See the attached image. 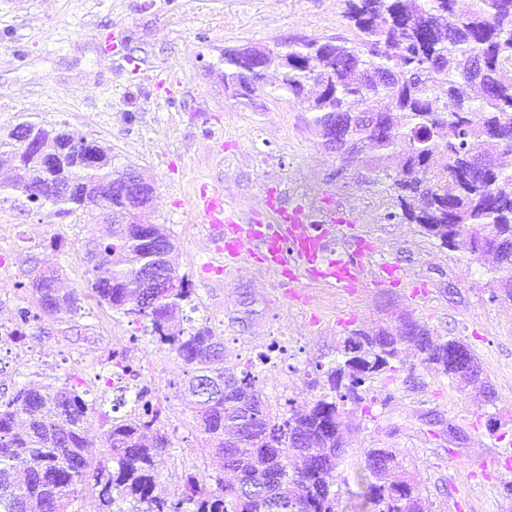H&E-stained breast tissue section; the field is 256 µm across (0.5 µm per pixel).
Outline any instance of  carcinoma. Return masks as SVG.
Listing matches in <instances>:
<instances>
[{
  "label": "carcinoma",
  "instance_id": "obj_1",
  "mask_svg": "<svg viewBox=\"0 0 512 512\" xmlns=\"http://www.w3.org/2000/svg\"><path fill=\"white\" fill-rule=\"evenodd\" d=\"M351 36L288 44V55L270 53L264 71L244 68L250 48L224 51V82L252 97L266 72L279 71V89L312 115L324 145L336 135V156L345 169L389 182L395 205L388 214L419 224L440 244L473 257L491 251L496 269L512 271V0H474L462 14L457 0H344ZM478 80L465 79L473 60ZM445 75L441 86L433 74ZM35 134L25 149L15 132L0 137V154L17 160L3 193L36 204L51 202L67 214L90 215L101 206L123 205L120 171L111 150L84 140L100 156L95 167L49 165L69 133L25 121ZM96 251L88 253V284L98 301L167 345L188 367L185 387L204 435L219 458L216 488L190 476L169 500L157 483L171 441L151 402L133 417H115L106 448L94 465L86 457L89 404L75 384H23L0 399V512H68L89 487L101 512H336L339 465L344 453L343 414L348 402L367 401L369 383L406 364L415 350L421 361L452 380L487 388L477 359L455 337H434L417 321L394 330L354 329L336 356L317 365L325 392L305 409L280 411L268 403L256 376L224 367L212 353L224 337L209 326L188 330L174 323L193 289L184 277L155 300L141 287L140 272L175 246L161 225L156 239L137 224H104ZM58 269L33 283L43 312L78 308L74 292L56 288ZM223 387L202 394L203 380ZM248 430L253 445L226 453L229 440ZM366 489L355 512H426L425 502L394 448H367Z\"/></svg>",
  "mask_w": 512,
  "mask_h": 512
}]
</instances>
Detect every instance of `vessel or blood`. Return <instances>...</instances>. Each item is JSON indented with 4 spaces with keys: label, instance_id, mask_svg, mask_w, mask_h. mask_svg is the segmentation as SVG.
I'll use <instances>...</instances> for the list:
<instances>
[{
    "label": "vessel or blood",
    "instance_id": "1",
    "mask_svg": "<svg viewBox=\"0 0 512 512\" xmlns=\"http://www.w3.org/2000/svg\"><path fill=\"white\" fill-rule=\"evenodd\" d=\"M202 223L214 230L223 245L224 259L237 261L242 239L254 244V258L266 271L285 277L287 284L320 281L334 288H354L368 274L365 259L372 247L356 243L351 256L336 260L330 244L343 235L344 225L357 223L354 213H337L304 200L273 204L261 222H250L225 208L218 191L200 188L193 202Z\"/></svg>",
    "mask_w": 512,
    "mask_h": 512
}]
</instances>
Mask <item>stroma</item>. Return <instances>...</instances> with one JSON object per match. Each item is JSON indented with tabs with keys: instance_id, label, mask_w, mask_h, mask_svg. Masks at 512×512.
I'll use <instances>...</instances> for the list:
<instances>
[{
	"instance_id": "1",
	"label": "stroma",
	"mask_w": 512,
	"mask_h": 512,
	"mask_svg": "<svg viewBox=\"0 0 512 512\" xmlns=\"http://www.w3.org/2000/svg\"><path fill=\"white\" fill-rule=\"evenodd\" d=\"M344 11V0H0V133L25 121L61 128L111 148L116 168L142 172L155 189L149 219L172 237L178 273L194 290L178 321L223 336L224 365L237 372L273 337H287L285 362L258 369L268 398L300 407L320 394L316 363L353 329L390 328L404 316L461 339L495 402L422 364L375 382L368 406L347 407L336 508L351 512L362 489L364 449L394 448L428 512H512V463L490 465L512 443V301L491 259H466L419 225L389 219L386 184L337 174L335 153L308 112L277 90V77L249 102L224 91L225 49L344 35ZM203 186L257 220L283 196L354 212L346 232L372 244V281L349 293L305 279L286 289L249 253L225 265L209 226L194 221ZM100 236V224L79 212L0 203V253L11 266L0 323L29 316L23 341L0 352V395L64 380L77 357L104 371L113 356L127 359L159 384L155 404L172 444L158 490L173 499L187 477L204 482L217 467L183 395L181 360L94 298L86 253ZM47 262L60 288L79 294V311L40 310L30 278ZM385 263L396 272L382 271Z\"/></svg>"
}]
</instances>
